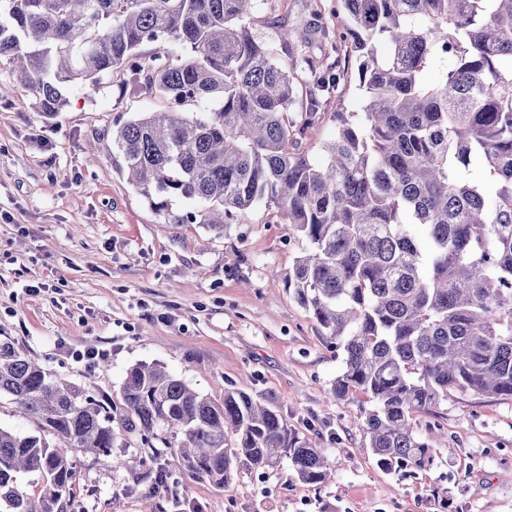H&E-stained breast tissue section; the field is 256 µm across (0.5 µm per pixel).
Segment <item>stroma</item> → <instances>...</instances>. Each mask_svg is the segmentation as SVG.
<instances>
[{
	"label": "stroma",
	"instance_id": "obj_1",
	"mask_svg": "<svg viewBox=\"0 0 512 512\" xmlns=\"http://www.w3.org/2000/svg\"><path fill=\"white\" fill-rule=\"evenodd\" d=\"M253 33L278 46L269 15L294 30L320 17L341 28L336 0H273ZM303 146L320 153L329 112L359 109L352 82L323 97ZM151 92L112 76L74 88L47 119L0 66V336L52 372L118 396L126 371L159 363L201 395L239 388L276 406L336 464L325 485L301 482L288 461L220 488L182 474L162 448L120 433L108 455L71 454L62 512H512V400L452 392L419 425H433L437 464L402 478L376 465L361 398L331 387L342 358L289 296L285 276L306 246L275 209L257 206L223 233L168 224L112 161L118 119L160 112ZM106 350L94 365L76 355Z\"/></svg>",
	"mask_w": 512,
	"mask_h": 512
}]
</instances>
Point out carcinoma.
<instances>
[{"mask_svg": "<svg viewBox=\"0 0 512 512\" xmlns=\"http://www.w3.org/2000/svg\"><path fill=\"white\" fill-rule=\"evenodd\" d=\"M256 13L257 0H0V64L48 118L70 88L95 92L118 73L165 100L115 123L113 163L166 224L221 234L253 207L277 209L307 242L288 292L342 353L333 396L365 397L381 470L429 469L417 415L451 391L512 398V0H336L361 112L334 113L319 158L302 135L339 65L275 58L252 33ZM306 28V43L330 38ZM300 63L310 108L297 123ZM1 393L40 434L0 427V512H61L70 452L110 453L116 419L219 487L284 457L305 483L335 477L275 406L235 388L216 403L157 363L128 369L116 418L107 396L0 339ZM20 472L38 495L19 489Z\"/></svg>", "mask_w": 512, "mask_h": 512, "instance_id": "carcinoma-1", "label": "carcinoma"}]
</instances>
